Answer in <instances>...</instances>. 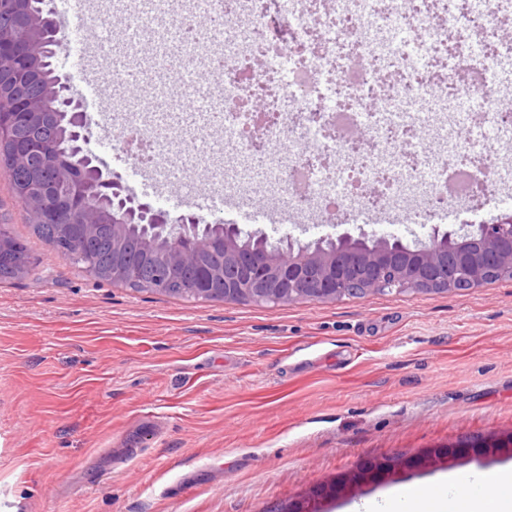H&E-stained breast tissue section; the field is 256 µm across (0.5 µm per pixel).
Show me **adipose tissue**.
Wrapping results in <instances>:
<instances>
[{
	"instance_id": "1",
	"label": "adipose tissue",
	"mask_w": 512,
	"mask_h": 512,
	"mask_svg": "<svg viewBox=\"0 0 512 512\" xmlns=\"http://www.w3.org/2000/svg\"><path fill=\"white\" fill-rule=\"evenodd\" d=\"M480 495L467 492L464 473L439 475L429 486H400L373 499L349 504L344 512H512V464L480 476Z\"/></svg>"
}]
</instances>
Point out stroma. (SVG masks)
<instances>
[{"label": "stroma", "instance_id": "1", "mask_svg": "<svg viewBox=\"0 0 512 512\" xmlns=\"http://www.w3.org/2000/svg\"><path fill=\"white\" fill-rule=\"evenodd\" d=\"M115 44L59 47L78 87ZM461 205L441 230L512 211ZM266 226L300 242L355 231ZM0 224L33 270L0 284V512H269L355 464L512 434V279L453 293L256 305L99 282L38 239L0 169Z\"/></svg>", "mask_w": 512, "mask_h": 512}]
</instances>
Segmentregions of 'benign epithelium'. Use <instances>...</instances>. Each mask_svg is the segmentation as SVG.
<instances>
[{
	"label": "benign epithelium",
	"mask_w": 512,
	"mask_h": 512,
	"mask_svg": "<svg viewBox=\"0 0 512 512\" xmlns=\"http://www.w3.org/2000/svg\"><path fill=\"white\" fill-rule=\"evenodd\" d=\"M43 34L58 37L55 23L40 13L29 19ZM43 51L40 38L13 40L0 30V66L39 83L35 61ZM62 115L71 127L76 149L85 159L76 170L64 157L54 153V145L43 143V170L21 183L18 193L22 201L37 208L53 187L55 205L41 211V223L56 224L62 233L79 222L90 234L100 225L112 223V277L123 269L125 251L124 225L144 220L150 224L173 227L177 219L135 196L120 181L103 174L86 153L83 104L70 94L63 80L53 91L41 89L15 100L11 111L17 112L30 125L44 123L50 111ZM341 246L334 251L308 247L293 254L288 266L268 251H246L229 235L205 239L195 250H184L179 239L172 240L167 255L170 273L184 264H195L202 270L198 291L204 295L221 294L224 301L292 303L300 300L338 301L347 294L346 286L355 282L367 295L386 292L420 291L458 292L481 288L490 280L512 277V212L477 226L473 235L442 232L430 227L427 243L417 251L394 249L386 236L368 235L354 238L345 232L338 236ZM512 455V435L482 443L461 444L448 448H429L409 456L374 458L348 470L336 480L338 494H356L367 485L388 480L405 468L428 469L438 463L463 464L475 457L493 458ZM325 493L317 487L300 500V506L288 512H316V501Z\"/></svg>",
	"instance_id": "benign-epithelium-1"
}]
</instances>
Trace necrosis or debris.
I'll use <instances>...</instances> for the list:
<instances>
[{
	"label": "necrosis or debris",
	"instance_id": "1",
	"mask_svg": "<svg viewBox=\"0 0 512 512\" xmlns=\"http://www.w3.org/2000/svg\"><path fill=\"white\" fill-rule=\"evenodd\" d=\"M442 22H426V0H336L312 11L296 0L288 22L273 6L254 0H194L175 23L179 43L192 47L185 66L224 65V79L205 93L219 98L231 147L215 169L219 181L234 180L238 197L261 194L280 207L314 216L338 209L368 207L394 211L418 198L408 218L428 223L435 213L500 188L504 161L498 141L459 138L448 105L473 120L512 131L496 80L485 58L476 56L461 31L484 34L492 19L512 12V0H437ZM405 34L410 52L396 49ZM450 50L452 65L437 63ZM391 75L381 86V74ZM426 103L442 135L430 151L403 154L400 122L404 105ZM121 115L122 140L130 141L138 163L156 167L173 157L174 141L195 142L196 134L172 129L160 139L136 122L125 95L113 97ZM374 148H358L361 127ZM278 140L265 173L253 167L259 143Z\"/></svg>",
	"mask_w": 512,
	"mask_h": 512
}]
</instances>
